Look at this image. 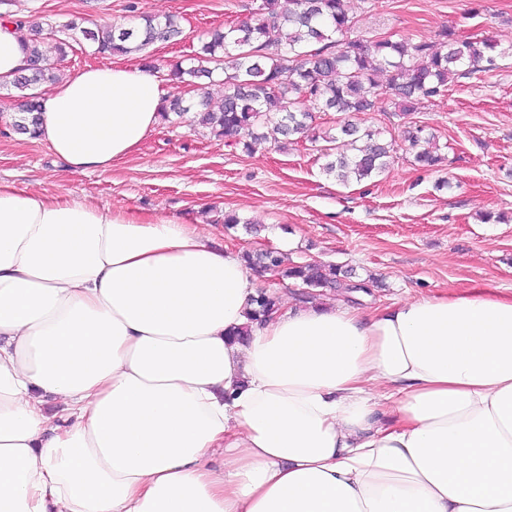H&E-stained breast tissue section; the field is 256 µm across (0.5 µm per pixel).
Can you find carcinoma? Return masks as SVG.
<instances>
[{
	"label": "carcinoma",
	"mask_w": 512,
	"mask_h": 512,
	"mask_svg": "<svg viewBox=\"0 0 512 512\" xmlns=\"http://www.w3.org/2000/svg\"><path fill=\"white\" fill-rule=\"evenodd\" d=\"M356 21L342 0H262L255 16L224 30L214 29L201 43L189 63L170 64L168 77L175 88L201 89L202 80L224 73V98L215 104L207 95L196 105L178 95L167 100L160 120L172 123L196 108L194 122L215 137L252 136L263 127L262 138L289 139L316 128L317 112L357 115L375 111L380 95L378 76H387L395 111L404 116L417 110L422 100L445 95L449 79L490 71L498 55L497 43L489 38L471 40L445 29L434 42L409 43L390 38L364 40L353 35ZM182 33L177 16L163 19L142 17L137 27L114 24L94 29L70 20L42 33L35 26L25 41L28 72L10 83L12 98L22 116L13 122L15 131L27 134L36 124L39 110L37 89L61 79L48 67L54 56L64 60L72 43L82 39L101 57L140 54L156 42H168ZM418 127L409 132L417 151L414 162L434 167L441 156L421 139ZM323 145L318 152L326 159L323 171L342 183L377 176L388 166L393 146L380 140V131L346 121L338 134L317 135ZM246 265L265 276L267 270L282 279H292L306 288L303 302L316 291L352 290L351 272L332 264L312 262L286 267L280 253L266 250L245 252ZM278 309L275 294L260 291L250 319L260 320Z\"/></svg>",
	"instance_id": "carcinoma-1"
}]
</instances>
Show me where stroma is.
Instances as JSON below:
<instances>
[{
    "label": "stroma",
    "mask_w": 512,
    "mask_h": 512,
    "mask_svg": "<svg viewBox=\"0 0 512 512\" xmlns=\"http://www.w3.org/2000/svg\"><path fill=\"white\" fill-rule=\"evenodd\" d=\"M129 0H12L15 17L40 23L83 18L87 27L128 20ZM261 0H138L141 12L176 15L182 36L156 44L157 65L189 58L207 33L250 17ZM366 40H436L444 28L492 37L496 69L455 78L448 93L400 116L388 99L357 121L395 141L379 176L341 185L326 176L309 138L244 149L231 138L158 124L138 150L106 171L70 174L49 147L15 135V106L0 88V180L50 194L87 195L143 215L173 214L235 250L283 252L287 262H323L372 276L370 306L472 286L512 293V0H346ZM432 133L446 161L414 166L405 136ZM240 224H223L225 213Z\"/></svg>",
    "instance_id": "1"
}]
</instances>
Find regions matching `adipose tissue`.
Masks as SVG:
<instances>
[{
	"mask_svg": "<svg viewBox=\"0 0 512 512\" xmlns=\"http://www.w3.org/2000/svg\"><path fill=\"white\" fill-rule=\"evenodd\" d=\"M22 42L1 20L0 83ZM167 97L87 66L37 138L106 170ZM256 281L180 218L0 181V512H512V293L257 322Z\"/></svg>",
	"mask_w": 512,
	"mask_h": 512,
	"instance_id": "obj_1",
	"label": "adipose tissue"
}]
</instances>
